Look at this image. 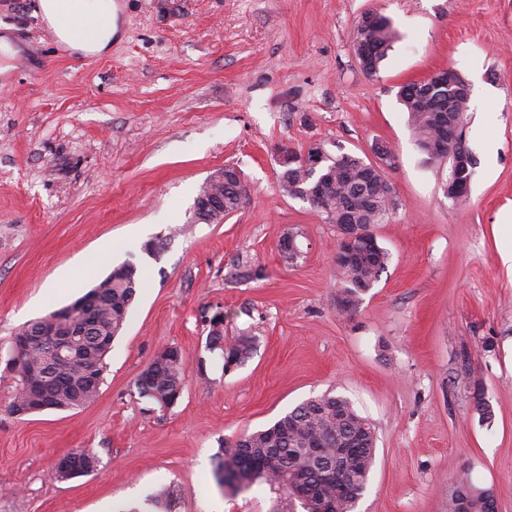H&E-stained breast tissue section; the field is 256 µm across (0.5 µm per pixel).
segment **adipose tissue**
Here are the masks:
<instances>
[{
    "label": "adipose tissue",
    "instance_id": "adipose-tissue-1",
    "mask_svg": "<svg viewBox=\"0 0 512 512\" xmlns=\"http://www.w3.org/2000/svg\"><path fill=\"white\" fill-rule=\"evenodd\" d=\"M40 7L56 38L71 50L99 55L111 48L118 32L113 0H41ZM73 10L92 19L88 34L77 35L65 24V15Z\"/></svg>",
    "mask_w": 512,
    "mask_h": 512
}]
</instances>
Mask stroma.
I'll return each mask as SVG.
<instances>
[{
  "label": "stroma",
  "instance_id": "stroma-1",
  "mask_svg": "<svg viewBox=\"0 0 512 512\" xmlns=\"http://www.w3.org/2000/svg\"><path fill=\"white\" fill-rule=\"evenodd\" d=\"M115 2L119 33L96 56L63 52L40 0H0V37L41 51L27 69L0 56V354L113 267L132 261L142 278L89 406L14 417L0 364V512H123L163 486L173 512H272L268 486H219L216 456L327 392L375 428L356 512H447L464 471L512 512V0ZM370 10L395 32L373 76L351 49ZM445 69L470 84L477 164L461 204L398 98ZM378 141L395 152L398 207L375 229L390 262L345 313L336 227L282 195L278 155L320 144L369 160ZM227 165L245 204L193 223L201 185ZM291 235L302 254L288 264ZM219 309L225 337L255 338L230 372L207 346ZM167 346L185 385L162 409L136 380ZM82 449L96 470L59 480L55 458Z\"/></svg>",
  "mask_w": 512,
  "mask_h": 512
}]
</instances>
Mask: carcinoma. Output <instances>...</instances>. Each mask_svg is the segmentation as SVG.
I'll use <instances>...</instances> for the list:
<instances>
[{
  "mask_svg": "<svg viewBox=\"0 0 512 512\" xmlns=\"http://www.w3.org/2000/svg\"><path fill=\"white\" fill-rule=\"evenodd\" d=\"M395 34L389 18L379 12H369L356 25L353 50L363 51L381 65L392 48ZM399 100L407 113L408 124L426 162L442 165L450 149L441 142L436 118L439 112L469 111V97L448 95L446 89L426 93L411 82L401 87ZM328 166L336 170V177L327 180L325 198L312 207L325 215L330 224L348 219L351 224H387L392 219L396 204L389 196L383 180L370 169L363 158L339 152L328 159ZM313 174L299 167L284 168L281 173L282 192L291 197L305 198L306 188ZM238 172L225 167L224 213L238 212L245 202L239 191ZM389 253L383 247L373 255H360L349 264H338L336 269L342 296L354 310L362 296L373 288L386 271ZM104 285L100 303L89 315V336L84 339V355L61 365L49 383V392L58 409L68 410L91 404L99 394V387L87 381V370L101 375L111 346L102 347L97 340L103 336L115 339L124 329L128 312L141 281L137 266L125 262L112 269L100 281ZM221 342L218 349L224 357V366L242 362L252 352L254 338L241 335L226 342L224 336L212 337ZM162 361H152L136 381L138 393L160 408H168L182 395V352L173 346L165 348ZM358 446L342 458L345 481L336 478V449L344 446L352 436ZM324 442L326 456L316 460L302 451L312 440ZM375 455V433L367 419L360 416L351 403L330 392L312 397L286 412L266 429L247 434L236 448H226L217 455L214 476L221 486L239 491V485L250 489L266 485L281 494L279 512H354L369 479ZM456 487L470 498L473 512H481V494L469 474L462 472L456 478ZM174 492L163 487L147 499L148 508L131 506L123 512H172Z\"/></svg>",
  "mask_w": 512,
  "mask_h": 512,
  "instance_id": "carcinoma-1",
  "label": "carcinoma"
}]
</instances>
